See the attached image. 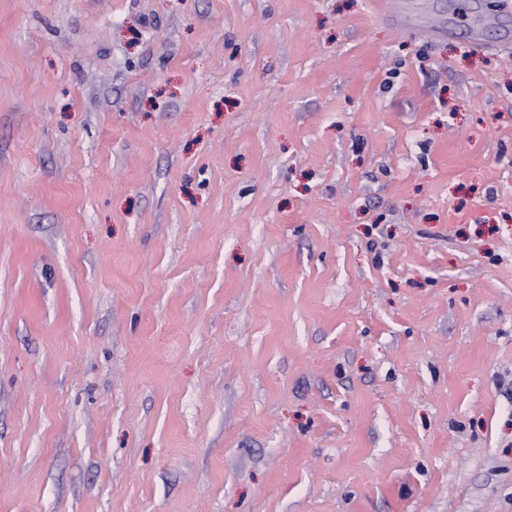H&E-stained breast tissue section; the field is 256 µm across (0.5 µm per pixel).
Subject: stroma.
Here are the masks:
<instances>
[{
	"label": "stroma",
	"mask_w": 512,
	"mask_h": 512,
	"mask_svg": "<svg viewBox=\"0 0 512 512\" xmlns=\"http://www.w3.org/2000/svg\"><path fill=\"white\" fill-rule=\"evenodd\" d=\"M407 2L0 0V512H512L506 0ZM397 0H377L376 9L382 18H391L399 27L407 25L410 15L405 5Z\"/></svg>",
	"instance_id": "1"
}]
</instances>
